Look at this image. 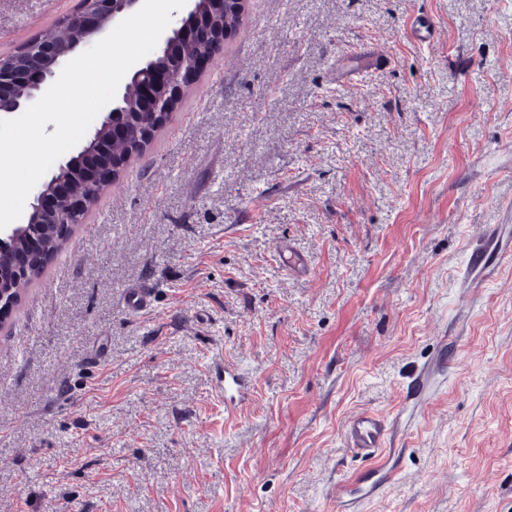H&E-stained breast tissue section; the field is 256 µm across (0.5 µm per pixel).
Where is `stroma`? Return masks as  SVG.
<instances>
[{
  "label": "stroma",
  "instance_id": "stroma-1",
  "mask_svg": "<svg viewBox=\"0 0 512 512\" xmlns=\"http://www.w3.org/2000/svg\"><path fill=\"white\" fill-rule=\"evenodd\" d=\"M78 7L0 0V56ZM380 470L355 512H512V0H247L0 323V512H343ZM245 379L234 365L224 364V404L239 403L242 400ZM388 432L387 421L368 411L355 414L344 425L347 447L370 460L386 455Z\"/></svg>",
  "mask_w": 512,
  "mask_h": 512
}]
</instances>
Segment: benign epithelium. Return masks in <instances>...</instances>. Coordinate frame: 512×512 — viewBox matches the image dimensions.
<instances>
[{"label":"benign epithelium","instance_id":"7a95c632","mask_svg":"<svg viewBox=\"0 0 512 512\" xmlns=\"http://www.w3.org/2000/svg\"><path fill=\"white\" fill-rule=\"evenodd\" d=\"M139 0H81V9L63 21L66 33L60 39L35 37L21 46L28 53L27 63L17 65L0 57V119L21 111L41 95L46 84L56 77L60 65L82 43L105 31L117 19L132 11ZM224 12L223 0H186V7L174 24L159 39L154 55L132 70L118 89L119 106L105 113L93 138L78 153L59 165L29 202V224H40L46 215L59 216L68 208H80L83 199L73 177L64 170L79 164L91 167L103 187L120 169L97 162V155L130 157V146L141 144L148 133L163 124L185 89L208 64L213 50L231 33L216 38L215 18ZM26 251L50 260L33 236L22 239L19 226L0 230V283L22 255L13 252L19 244Z\"/></svg>","mask_w":512,"mask_h":512}]
</instances>
